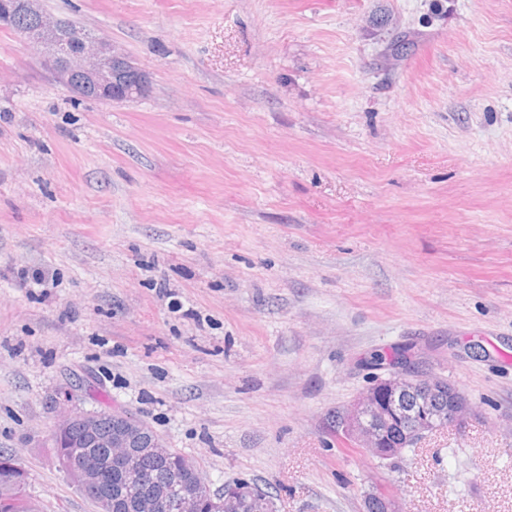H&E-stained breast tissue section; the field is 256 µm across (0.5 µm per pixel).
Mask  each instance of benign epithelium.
<instances>
[{
    "mask_svg": "<svg viewBox=\"0 0 512 512\" xmlns=\"http://www.w3.org/2000/svg\"><path fill=\"white\" fill-rule=\"evenodd\" d=\"M0 27L18 32L24 46L36 51L41 65L50 71L58 83L76 97L99 101H127L146 92L147 74L122 48L105 37L75 27L69 20L48 16L40 0H0ZM439 378L425 375L419 364L409 355L389 366L383 375H376L356 398L350 413L342 420L343 430L351 434L360 447L382 459L401 456L412 445L442 428L450 417L463 423L469 408L462 397H457L451 411L440 409L436 386ZM416 397L413 423L404 439L383 447V428L392 416L402 413L399 401L405 396ZM104 417L112 419L115 431L109 440L113 448L108 463L117 467L123 486L137 487L147 478L138 464V455L131 449L139 446L157 455H170L164 440L149 433L146 425L120 411L67 412L58 424L53 442L74 424L86 431L96 430ZM61 465L81 485L94 484L101 473V462L81 451L58 449ZM13 475L16 495L13 512H40L25 492L27 476L24 468L13 457L0 459V469ZM207 487L203 478L185 484L174 475L170 488L152 498H141L136 503L139 512H197L198 501Z\"/></svg>",
    "mask_w": 512,
    "mask_h": 512,
    "instance_id": "benign-epithelium-1",
    "label": "benign epithelium"
}]
</instances>
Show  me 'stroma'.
Masks as SVG:
<instances>
[{"label": "stroma", "instance_id": "35a3bbf8", "mask_svg": "<svg viewBox=\"0 0 512 512\" xmlns=\"http://www.w3.org/2000/svg\"><path fill=\"white\" fill-rule=\"evenodd\" d=\"M41 5L149 76L81 100L0 29V452L42 512H97L68 408L277 512H512V0ZM395 346L476 415L392 466L336 417Z\"/></svg>", "mask_w": 512, "mask_h": 512}]
</instances>
